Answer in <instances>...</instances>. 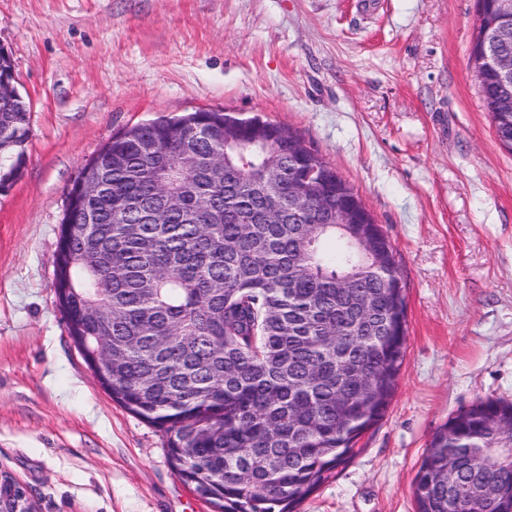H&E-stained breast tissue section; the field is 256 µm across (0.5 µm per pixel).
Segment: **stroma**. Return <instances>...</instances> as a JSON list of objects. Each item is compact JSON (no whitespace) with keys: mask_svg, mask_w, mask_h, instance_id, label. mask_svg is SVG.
<instances>
[{"mask_svg":"<svg viewBox=\"0 0 512 512\" xmlns=\"http://www.w3.org/2000/svg\"><path fill=\"white\" fill-rule=\"evenodd\" d=\"M476 0H0L30 104L0 193V471L37 512H212L167 437L73 342L53 259L67 192L119 129L199 109L291 128L357 190L406 294L385 416L297 512H415L432 435L512 401V153L469 67Z\"/></svg>","mask_w":512,"mask_h":512,"instance_id":"obj_1","label":"stroma"}]
</instances>
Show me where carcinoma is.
Instances as JSON below:
<instances>
[{"instance_id": "carcinoma-1", "label": "carcinoma", "mask_w": 512, "mask_h": 512, "mask_svg": "<svg viewBox=\"0 0 512 512\" xmlns=\"http://www.w3.org/2000/svg\"><path fill=\"white\" fill-rule=\"evenodd\" d=\"M484 103L502 93L489 72ZM498 142L512 121L492 118ZM241 124L263 150L224 147ZM209 110L115 133L71 187L54 256L73 336H110L112 401L167 435L169 462L214 512H296L381 420L406 348L394 250L358 193L303 137ZM29 109L0 112V185L24 162ZM311 178L299 204L288 183ZM361 224L338 228L336 208ZM279 211L268 224L240 215ZM369 236L388 254H360ZM512 403L480 401L432 436L416 512H512Z\"/></svg>"}]
</instances>
